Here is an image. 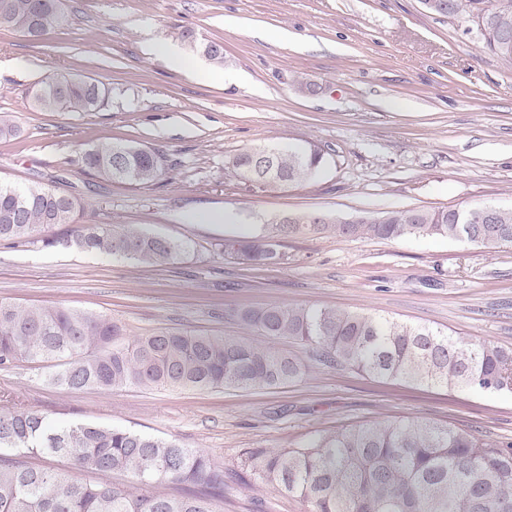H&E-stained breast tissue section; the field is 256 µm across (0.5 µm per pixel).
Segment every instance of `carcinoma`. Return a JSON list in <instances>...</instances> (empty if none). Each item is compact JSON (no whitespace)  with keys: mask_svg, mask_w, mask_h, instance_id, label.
Segmentation results:
<instances>
[{"mask_svg":"<svg viewBox=\"0 0 512 512\" xmlns=\"http://www.w3.org/2000/svg\"><path fill=\"white\" fill-rule=\"evenodd\" d=\"M448 17L476 25L484 48L512 64V0H443ZM66 22L60 0H0V28L44 36ZM181 39L195 53L224 63V44L201 41L191 30ZM109 90L90 80L49 77L34 93L43 112H93ZM81 165L108 179L146 185L158 179L165 160L158 151L130 141L85 149ZM315 177L325 158L315 145L269 144L242 151L230 161L234 176L269 185ZM81 205L40 186L0 183V239L41 242L80 251L119 255L144 265L178 260L186 246L145 231L100 224L93 215L76 223ZM490 222L470 208L398 209L351 223L303 215L281 224L277 235L352 239L438 237L484 239L488 249L512 245V209L492 207ZM71 224L64 238L45 236ZM281 244L272 236L224 240V254L250 266H278ZM238 319L269 340L292 339L324 365L406 384L512 391V349L414 324L334 307L273 303L242 309ZM47 362L51 382L71 388L112 391L129 386L253 389L300 378L305 365L268 344L165 328L133 336L104 315L61 306H20L0 299V368ZM23 448L63 458L81 480L67 473L0 457V512H222L224 469L204 451L174 440L90 423L53 425L35 408L0 409V449ZM127 473L137 485L112 483ZM240 482L271 486L302 499L310 512H512V443H500L435 422L394 420L325 432L298 448H249L242 453ZM189 484L171 496L161 488Z\"/></svg>","mask_w":512,"mask_h":512,"instance_id":"cac0c4a2","label":"carcinoma"}]
</instances>
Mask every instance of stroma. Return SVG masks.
<instances>
[{
  "label": "stroma",
  "mask_w": 512,
  "mask_h": 512,
  "mask_svg": "<svg viewBox=\"0 0 512 512\" xmlns=\"http://www.w3.org/2000/svg\"><path fill=\"white\" fill-rule=\"evenodd\" d=\"M65 25L40 38L0 28V182L75 198L97 221L178 240L174 264L152 267L42 244L0 241V299L105 314L134 335L170 327L244 336L233 311L270 303L333 306L423 322L512 348V246L447 239L292 237L284 262L248 268L222 252L233 214L254 235L288 215L347 218L402 208H512V65L483 50L461 17L420 0H61ZM224 44L223 64L195 70L151 54L179 32ZM112 88L94 112H41L49 76ZM315 84L316 93L306 92ZM132 140L167 171L147 185L81 168L82 148ZM312 143L313 180L257 188L234 155L268 143ZM0 407L54 422L126 428L205 451L235 471L246 448H292L341 427L412 418L512 442V393L450 390L310 364L293 383L251 390L73 389L46 369H0ZM223 512H309L301 500L229 483Z\"/></svg>",
  "instance_id": "1"
}]
</instances>
